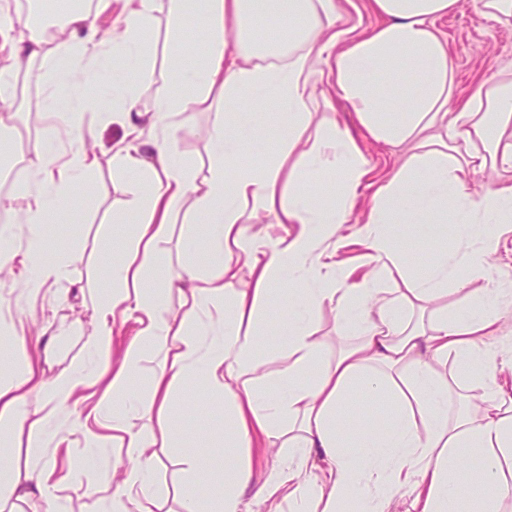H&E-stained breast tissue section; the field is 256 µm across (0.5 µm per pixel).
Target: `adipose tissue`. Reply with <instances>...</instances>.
Here are the masks:
<instances>
[{"label": "adipose tissue", "instance_id": "1", "mask_svg": "<svg viewBox=\"0 0 512 512\" xmlns=\"http://www.w3.org/2000/svg\"><path fill=\"white\" fill-rule=\"evenodd\" d=\"M102 3L121 29L110 40L78 7L59 21L60 38L50 39L45 23L14 22L9 6H0L1 129L5 114L17 109L20 75L35 62L46 64L47 99L57 103L77 80L94 81L108 62L140 58L160 12L172 24L166 57L175 86L147 115L137 107L136 86L121 81L97 105L100 120H122L113 161L142 175L126 203L138 221L113 256L111 287L94 307L93 366L45 380L41 364L54 355L46 344L0 380V421L25 432L28 446L23 467L0 473V487L23 499L39 495L52 512H68L43 450L59 436L55 409L97 387L101 395L88 414L110 431L129 465L95 497L92 512H153L161 495L157 447L176 441L174 396L200 380L223 397L224 442L242 454L226 463L224 490L214 497L199 487L205 461L185 457L184 512H253L256 503L268 504V512H344L352 499L360 512H456L469 490L453 473L473 462L482 485L479 512H512V394L498 381L512 376V359L493 345L512 329V290L491 276L492 228L512 225V70L486 76L449 111L457 68L437 22L460 0H367L377 22L362 30L350 23L353 0ZM190 15L208 48L197 70L184 65ZM283 15L288 43L258 36L260 25ZM335 97L351 108L355 127L339 123ZM271 100L290 117L281 149L241 168L238 128L266 112ZM88 107L79 99L68 104L69 150L32 143L28 188L8 202L27 227L26 249L19 256L2 251L1 260L34 262L45 246L44 214L65 204L72 185L97 168L89 145L98 129L84 121ZM190 110L225 114L207 133L214 158L203 175L184 166L173 147L169 119ZM356 127L403 153L374 193L361 228L369 268L354 283L335 254L336 235L369 173ZM487 168L498 181L471 190L469 175ZM283 175L288 201L280 205ZM189 202L204 217L210 258L203 272L183 267L154 284L149 273L158 244L172 215ZM276 207L291 232L271 244L248 234L254 218ZM402 211L412 224H439L445 212H456L454 235L467 250L436 255L424 273H414L388 231ZM244 269L247 284L240 279ZM395 279L401 287H392ZM283 283L294 296L295 317L280 354L262 348L259 338L270 330L264 309ZM173 291L183 310L172 317L164 297ZM452 292L464 296L463 307L449 309ZM326 305L336 313L337 335L351 339L329 360L311 324ZM129 317L136 333L123 355L111 359L112 326ZM159 343L169 368L149 384L152 425L136 430L129 419L140 400L132 384L143 350ZM464 385L483 387V397L449 415L448 401ZM35 388L45 392L50 412L29 410ZM366 403L388 409V429L355 432L343 409ZM100 432H84L86 447H100ZM273 449L278 463L256 471L253 455Z\"/></svg>", "mask_w": 512, "mask_h": 512}]
</instances>
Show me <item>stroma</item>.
<instances>
[{
    "label": "stroma",
    "mask_w": 512,
    "mask_h": 512,
    "mask_svg": "<svg viewBox=\"0 0 512 512\" xmlns=\"http://www.w3.org/2000/svg\"><path fill=\"white\" fill-rule=\"evenodd\" d=\"M438 26L448 38L457 67V101L469 97L484 74L512 68V31L484 17L478 0H461L460 9L441 19ZM168 29L166 15H158L145 38L151 65H131L124 70L125 77L135 78L138 84V107L143 111L152 109L155 100L171 90L162 53ZM216 119L212 112H182L173 116L176 150L186 166L196 170L207 168L211 145L206 132ZM287 124L286 114L273 111L263 116L261 126L244 129L240 162L257 165L266 160L271 146L267 139L269 131ZM100 131L95 145L101 161L99 169L74 189L71 202L44 217L43 228L49 242L39 261L53 263L65 252L78 255L69 278L48 283L40 294L30 296L19 272L0 270V319L11 327L10 333H0V378L9 376L24 363V344L34 343L43 332L52 336L56 347L52 363L44 368L46 376L88 365L93 359L88 337L93 302L108 288L106 268L113 253L124 246L136 222L133 215L123 212L126 196L122 188L131 184L133 178L112 166V146L121 138L122 127L109 122L102 124ZM361 147L370 173L359 190L352 221L345 224L338 246L339 259L356 269L367 253L354 233L356 223L363 219L376 187L393 174L402 154L401 149L367 138L362 139ZM426 231V225L402 220L392 226L396 242L409 247L411 260L418 267L430 261L434 253L458 247L457 242L444 236L425 246L413 247V239L424 236ZM207 258L203 226L191 209L170 224L150 276L159 281L183 264L204 266ZM175 413L178 444L159 451L164 465L157 472L156 483L167 492L160 503L162 512L179 510L180 487L185 478L181 466L184 456L195 454L222 462L239 454L238 449L224 445V402L208 393L205 385L195 382L178 390ZM56 420L61 428L71 429L72 434L51 456L52 479L70 512H86L93 491L110 484L114 471L126 467L128 461L124 453L110 446L85 447L81 435L74 431L75 426L83 424L93 430L97 424L86 420L81 406L70 404L58 410Z\"/></svg>",
    "instance_id": "1"
}]
</instances>
